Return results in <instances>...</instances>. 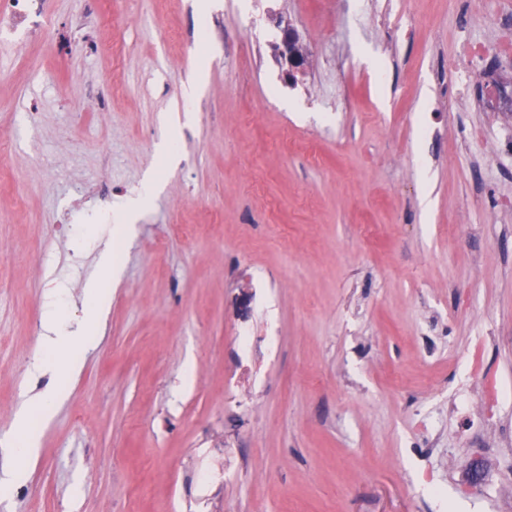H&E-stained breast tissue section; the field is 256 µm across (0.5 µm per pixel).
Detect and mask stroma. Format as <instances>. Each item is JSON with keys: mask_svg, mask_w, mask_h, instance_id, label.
I'll list each match as a JSON object with an SVG mask.
<instances>
[{"mask_svg": "<svg viewBox=\"0 0 512 512\" xmlns=\"http://www.w3.org/2000/svg\"><path fill=\"white\" fill-rule=\"evenodd\" d=\"M469 2L32 0L48 29L0 39V451L46 327L92 345L0 512H512V120L448 79L512 30ZM480 344L490 455L455 417ZM282 56L289 66V76H293L295 70L302 68L306 63V54L300 38L296 30L289 24L283 27Z\"/></svg>", "mask_w": 512, "mask_h": 512, "instance_id": "obj_1", "label": "stroma"}]
</instances>
